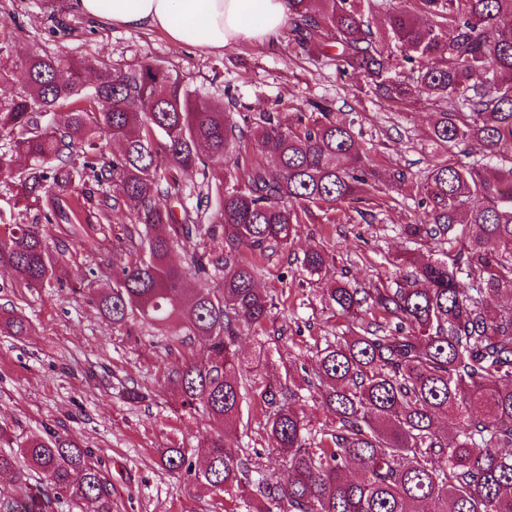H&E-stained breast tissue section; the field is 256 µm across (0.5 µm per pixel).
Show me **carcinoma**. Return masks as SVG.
Returning a JSON list of instances; mask_svg holds the SVG:
<instances>
[{
	"label": "carcinoma",
	"mask_w": 512,
	"mask_h": 512,
	"mask_svg": "<svg viewBox=\"0 0 512 512\" xmlns=\"http://www.w3.org/2000/svg\"><path fill=\"white\" fill-rule=\"evenodd\" d=\"M288 40L309 61L335 62L365 79L359 92L393 107L435 109L432 158L421 183L413 243L446 244L439 257L366 288L334 281L327 302L365 312L317 351L313 372L285 371L261 393L265 431L289 465L285 483L261 474L229 433L195 448H165L161 465L195 486L239 500L246 512H512V0H288ZM0 40V173L31 205L52 189L110 183L100 215L126 209L134 229L112 249L127 262L96 293L114 327L140 318L206 341V356L173 373L182 406L229 426L252 380L239 356L245 327L274 306L256 286V258L287 247L300 224L358 204L378 177L355 120L328 106L292 126L265 113L243 124L154 63L118 68L99 60L33 53L10 60ZM100 78L85 90L83 74ZM64 113V122L55 115ZM255 140L261 157L241 144ZM115 149L104 153L103 142ZM27 165L14 169V158ZM206 191L184 204L187 184ZM180 206L183 215L175 212ZM143 229H136V226ZM222 238L213 253L206 241ZM185 269L170 261L174 247ZM323 249L302 268L321 276ZM58 259L39 224H0V272L44 287ZM220 274L223 287H189L188 274ZM307 391L332 416L312 430L296 404ZM0 426V472L21 491L12 512H112V485L69 435L33 434L12 449Z\"/></svg>",
	"instance_id": "carcinoma-1"
}]
</instances>
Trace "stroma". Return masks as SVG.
Here are the masks:
<instances>
[{
    "label": "stroma",
    "instance_id": "stroma-1",
    "mask_svg": "<svg viewBox=\"0 0 512 512\" xmlns=\"http://www.w3.org/2000/svg\"><path fill=\"white\" fill-rule=\"evenodd\" d=\"M1 35L10 38L17 62L42 51L97 57L125 69L157 62L204 98L235 101L254 118L275 111L286 125L313 101L332 106L341 118L355 112L379 173L409 169L411 178L400 192L378 181L367 186L371 219L362 220L348 206L330 221L306 219L285 249L262 261L257 284L274 295L275 306L264 326L243 330L239 339L257 385L284 377L292 357L313 369L318 348L351 325V317L330 309L323 295L328 282L343 277L364 286L380 283L394 274L398 258L416 252L399 227L419 218L420 177L430 159L424 149L429 110L388 116L377 97L357 96L359 78L340 77L331 63L310 65L280 33L267 43L213 52L190 37L176 46L158 29L90 20L73 11L70 0H0ZM130 223L128 211L117 209L109 220L79 228L48 225L50 247L61 256L58 279L49 287L30 291L0 275V313L10 311L30 323L23 336L0 331V425L21 439L47 429L66 432L91 450L112 484V512H228L223 495L195 489L189 476L159 462L162 449L197 447L224 427L185 411L169 380L186 361L202 359L203 339L187 336L173 344L164 331L138 320L116 328L96 307L95 290L125 261L113 252L112 238ZM88 238L99 242L98 250L84 249ZM318 245L331 262L314 280L303 274L300 261ZM80 267L95 268L98 276L75 288L71 280ZM276 330L284 336L279 354L256 361L260 345ZM129 388L143 392V400H127ZM243 418L237 437L246 457L263 473L287 478L286 463L272 449L253 404H244Z\"/></svg>",
    "mask_w": 512,
    "mask_h": 512
}]
</instances>
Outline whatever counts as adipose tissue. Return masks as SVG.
<instances>
[{
  "label": "adipose tissue",
  "mask_w": 512,
  "mask_h": 512,
  "mask_svg": "<svg viewBox=\"0 0 512 512\" xmlns=\"http://www.w3.org/2000/svg\"><path fill=\"white\" fill-rule=\"evenodd\" d=\"M78 13L129 28L160 29L172 41L194 36L207 50L262 42L288 23V0H72Z\"/></svg>",
  "instance_id": "obj_1"
}]
</instances>
